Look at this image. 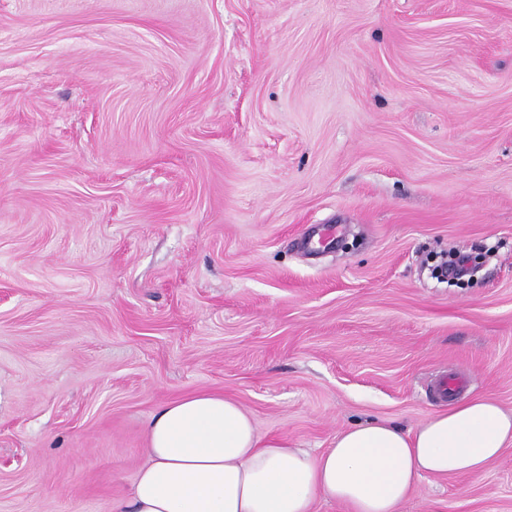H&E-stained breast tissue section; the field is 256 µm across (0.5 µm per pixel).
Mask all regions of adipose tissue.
<instances>
[{"mask_svg": "<svg viewBox=\"0 0 512 512\" xmlns=\"http://www.w3.org/2000/svg\"><path fill=\"white\" fill-rule=\"evenodd\" d=\"M512 446V411L488 397L450 399L405 429L378 420L340 431L313 455L261 435L238 401L198 392L148 423L147 462L115 512H399L427 476H482Z\"/></svg>", "mask_w": 512, "mask_h": 512, "instance_id": "ef3b65f1", "label": "adipose tissue"}]
</instances>
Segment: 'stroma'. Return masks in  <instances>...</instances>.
Listing matches in <instances>:
<instances>
[{
  "mask_svg": "<svg viewBox=\"0 0 512 512\" xmlns=\"http://www.w3.org/2000/svg\"><path fill=\"white\" fill-rule=\"evenodd\" d=\"M453 374L512 409V0H0V512H113L194 392L321 451Z\"/></svg>",
  "mask_w": 512,
  "mask_h": 512,
  "instance_id": "35a3bbf8",
  "label": "stroma"
}]
</instances>
